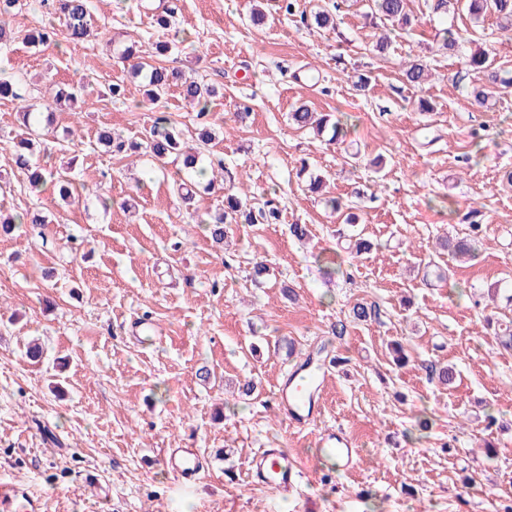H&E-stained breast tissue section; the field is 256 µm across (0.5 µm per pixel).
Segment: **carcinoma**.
Masks as SVG:
<instances>
[{
  "mask_svg": "<svg viewBox=\"0 0 512 512\" xmlns=\"http://www.w3.org/2000/svg\"><path fill=\"white\" fill-rule=\"evenodd\" d=\"M459 0H428L430 12L439 18H444L448 13L455 11ZM469 13L477 20L487 17L496 20L498 28L502 31H512V0H466ZM20 5V0H0V44L11 39L6 29L3 15ZM368 7L371 13L385 20L404 26L409 23L407 13L408 0H369ZM54 13L62 20L66 38L73 42H83L98 39L105 31L106 26L93 28L89 20L88 0H55ZM338 6L331 10L317 11L311 17H302L306 25L317 29H335L336 11ZM442 34V47L457 52L465 58L467 70L478 76V84L472 86L471 95L478 105H484L488 100L497 96L512 92V77L507 71L495 70L487 65L486 54L482 51L470 52L466 48L467 38L457 32L446 28L440 30ZM59 29L55 23L48 22L25 34V40L33 45H42L57 40ZM135 49L128 46L120 55V60L130 63V72L141 78L146 92V101L152 105L157 104L170 86H177L182 96L200 106L198 116L205 117L208 114L207 105L214 96V89L186 76L179 70L167 69L162 66H154L146 62H135ZM403 77L411 86H420L428 79L427 68L421 63L412 61L403 68ZM0 100L17 101L18 116L20 118L21 133L17 139V150L14 156V164L26 176L29 188L32 191H41L47 179L51 178L59 184V195L65 200L72 195L71 186L73 179L63 176L58 172L48 171L33 163L35 154V142L38 139L37 125L39 113L23 104L22 96L17 92L16 85L10 81L0 82ZM291 120L299 129H313L320 134L326 129H332L331 140H337L344 132L340 122H331L330 115L316 114L308 110L304 105L296 107L291 112ZM107 146L115 148L118 153L130 151L136 153L145 147L157 158L175 155L182 159L184 168L193 169L199 160V148L188 145L182 138L181 132L166 118H158L147 132L144 145L134 142L125 143L121 138H104ZM261 218L268 224L279 221V210L272 206V202L266 200L261 206L242 198L235 193L225 197L224 209L209 216V232L212 238L218 242L224 240L230 226L233 224H252L256 218ZM48 219L41 212H27L21 215H0V234L10 235L20 228L22 224H46ZM471 236L456 238L450 237L441 243L442 249L458 257L472 255L476 250V234L481 225L472 224Z\"/></svg>",
  "mask_w": 512,
  "mask_h": 512,
  "instance_id": "carcinoma-1",
  "label": "carcinoma"
}]
</instances>
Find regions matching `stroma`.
I'll return each instance as SVG.
<instances>
[{"label": "stroma", "mask_w": 512, "mask_h": 512, "mask_svg": "<svg viewBox=\"0 0 512 512\" xmlns=\"http://www.w3.org/2000/svg\"><path fill=\"white\" fill-rule=\"evenodd\" d=\"M23 2L6 17L16 37L0 50V79L30 104L81 86L73 107L56 111L41 154L51 170L75 162L79 199L65 203L50 186L30 192L9 164L17 108L0 101V213L50 218L0 237V475L41 493L44 512H494L512 499V350L491 325L512 322V186L502 180L512 170V94L474 105L473 77L454 80L461 59L432 48L441 21L426 0H409L411 23L395 31L365 0H298L297 14L272 11L261 27L249 20L259 0H177L181 43L162 64L216 89L204 119L176 87L143 106L138 82L111 59L132 40L150 56L159 0L130 10L88 0L107 38L39 46L22 36L49 13L43 0ZM334 4L337 30L302 23L301 11ZM453 25L493 67L512 70V31L463 9ZM413 60L432 73L419 88L403 81ZM116 82L126 85L118 101L105 93ZM422 97L433 111H414ZM302 104L340 118L342 139L295 129L289 114ZM159 117L188 137L210 130L204 161H222L248 196H275L280 223L238 224L216 244L171 191L176 163L117 155L99 140L108 131L141 141ZM101 193L112 209L100 207ZM327 196L343 209L326 208ZM474 209V258L436 252L437 237L468 234ZM293 224L309 227L308 244L291 236ZM350 237L372 251L351 256L341 248ZM329 254L332 275L320 262ZM258 262L270 275L256 281ZM358 302L380 316L350 320ZM145 317L162 342L129 338L127 325ZM32 341L44 349L37 363L25 356ZM309 354L327 376L317 423L297 430L277 416L274 395ZM443 365L456 370L452 385L428 373ZM248 380L249 397L238 390ZM329 428L360 450L349 472L315 464V437ZM271 446L303 471L293 491L250 481L253 454ZM169 448L204 456L194 485L167 468ZM91 471L95 493L85 487Z\"/></svg>", "instance_id": "obj_1"}]
</instances>
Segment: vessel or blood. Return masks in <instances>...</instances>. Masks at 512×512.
<instances>
[{"label": "vessel or blood", "mask_w": 512, "mask_h": 512, "mask_svg": "<svg viewBox=\"0 0 512 512\" xmlns=\"http://www.w3.org/2000/svg\"><path fill=\"white\" fill-rule=\"evenodd\" d=\"M325 370L314 358H306L280 384L275 402L278 415L294 429H305L320 414V398L324 388ZM321 460L341 471L354 468L359 451L352 438L339 429H328L319 437ZM168 466L184 481L199 475L202 464L191 448H170L166 451ZM250 477L282 490L293 489L296 466L280 448H265L250 462ZM0 512H42V498L20 485L0 480Z\"/></svg>", "instance_id": "1"}]
</instances>
